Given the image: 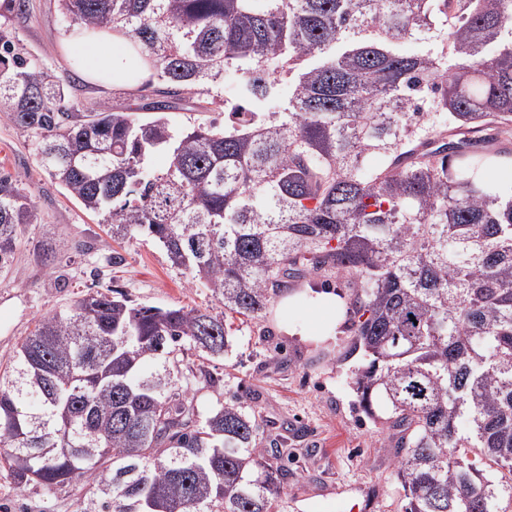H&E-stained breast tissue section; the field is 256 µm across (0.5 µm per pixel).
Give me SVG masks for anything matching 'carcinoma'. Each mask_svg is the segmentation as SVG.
<instances>
[{
    "label": "carcinoma",
    "instance_id": "obj_1",
    "mask_svg": "<svg viewBox=\"0 0 512 512\" xmlns=\"http://www.w3.org/2000/svg\"><path fill=\"white\" fill-rule=\"evenodd\" d=\"M59 7L132 38L161 88L147 116L70 112L60 82L0 33V112L38 132L47 175L230 314L260 317L299 275L345 278L348 354L366 357L358 410L397 431L404 512H508L512 186L485 170L512 168V0ZM172 98L226 113L224 126L176 129ZM36 223L20 177L0 171V268ZM230 331L114 290L39 320L0 377V464L20 486L87 483L82 512H287V472L241 402L201 420L177 386L181 343L221 356Z\"/></svg>",
    "mask_w": 512,
    "mask_h": 512
}]
</instances>
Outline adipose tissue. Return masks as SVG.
Returning a JSON list of instances; mask_svg holds the SVG:
<instances>
[{
    "mask_svg": "<svg viewBox=\"0 0 512 512\" xmlns=\"http://www.w3.org/2000/svg\"><path fill=\"white\" fill-rule=\"evenodd\" d=\"M69 49L80 72L108 87H130L151 75L140 49L119 33L75 32L70 37Z\"/></svg>",
    "mask_w": 512,
    "mask_h": 512,
    "instance_id": "ef3b65f1",
    "label": "adipose tissue"
}]
</instances>
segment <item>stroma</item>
<instances>
[{
	"instance_id": "obj_1",
	"label": "stroma",
	"mask_w": 512,
	"mask_h": 512,
	"mask_svg": "<svg viewBox=\"0 0 512 512\" xmlns=\"http://www.w3.org/2000/svg\"><path fill=\"white\" fill-rule=\"evenodd\" d=\"M27 13H10L0 0V25L27 56L58 77L68 105L103 103L141 107L157 98V80L133 88H109L75 72L67 39L72 26L58 0H28ZM38 138L0 113V170L21 176L36 204L38 221L20 235L11 264L0 269V368L8 364L37 321L69 307L92 291L117 289L137 303L185 306L220 316L224 306L211 292L169 263L156 244L112 240L105 225L88 214L41 170ZM119 253L124 262L109 265ZM332 292L345 310L333 336L300 335L312 319L307 289ZM292 303L271 302L261 317L234 316L235 331L223 356L202 358L182 347L180 381L200 413L240 400L259 425L256 442L285 466L288 512H402L403 491L395 474L393 430L355 409L351 371L360 355H348L349 290L333 272L293 279ZM294 325L296 333L285 330ZM87 488L73 483L53 489L18 486L0 467V512H81Z\"/></svg>"
}]
</instances>
